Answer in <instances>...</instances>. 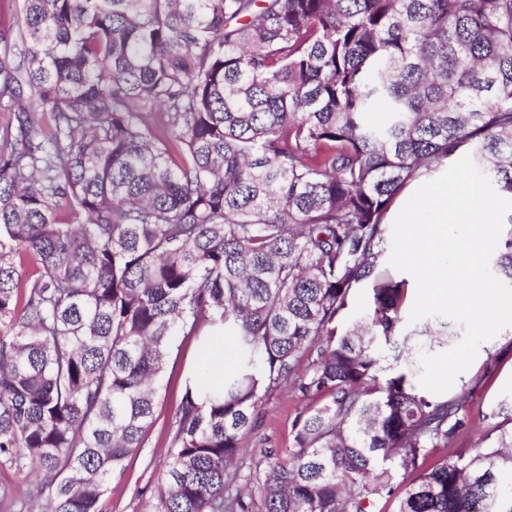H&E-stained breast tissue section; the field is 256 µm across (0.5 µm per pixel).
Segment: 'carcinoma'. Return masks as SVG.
<instances>
[{"instance_id":"obj_1","label":"carcinoma","mask_w":512,"mask_h":512,"mask_svg":"<svg viewBox=\"0 0 512 512\" xmlns=\"http://www.w3.org/2000/svg\"><path fill=\"white\" fill-rule=\"evenodd\" d=\"M0 106V466L34 474L1 505L102 512L177 339L222 326L239 369L185 384L147 512H512V428L426 466L470 404L416 388L440 333L402 334L385 265L396 200L461 154L512 199V0H23ZM505 225L491 271L512 285ZM285 389L309 401L293 450L225 495ZM371 290L367 286H362L354 291L351 305L348 311L342 317L339 324V331L348 328L355 320H357L366 308Z\"/></svg>"}]
</instances>
